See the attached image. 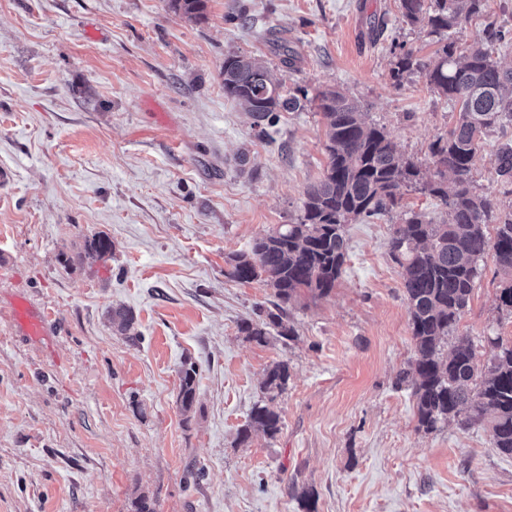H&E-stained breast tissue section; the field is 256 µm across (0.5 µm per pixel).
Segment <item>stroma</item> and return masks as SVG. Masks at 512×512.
<instances>
[{
	"label": "stroma",
	"mask_w": 512,
	"mask_h": 512,
	"mask_svg": "<svg viewBox=\"0 0 512 512\" xmlns=\"http://www.w3.org/2000/svg\"><path fill=\"white\" fill-rule=\"evenodd\" d=\"M492 25L512 28V0L463 22L459 50ZM397 42L435 50L399 0H206L198 22L168 0H0V512H134L141 495L155 512H305L307 491L316 512H512V456L489 428L419 430L397 382L415 357L390 256L399 213L347 225L331 294L288 306L292 339L239 329L272 292L229 278L230 257L295 223L326 167L313 95L340 88L432 172L459 107L422 74L392 80ZM233 52L309 101L259 132L224 95ZM510 140L488 131L473 170L502 209ZM98 235L111 254L79 260ZM500 288L485 255L457 327L482 364L487 336L512 337ZM16 294L52 314L51 348L16 336ZM118 308L130 334L112 326ZM277 361L291 373L282 429L239 442ZM496 161L497 179L505 189L504 193L512 194L511 189H506L509 185L512 186V141L506 142L498 148ZM196 371L193 368L186 369L181 377L180 406L184 414L190 413L196 402Z\"/></svg>",
	"instance_id": "stroma-1"
}]
</instances>
